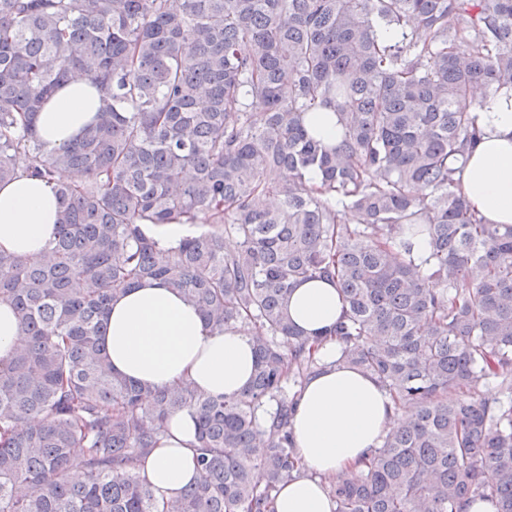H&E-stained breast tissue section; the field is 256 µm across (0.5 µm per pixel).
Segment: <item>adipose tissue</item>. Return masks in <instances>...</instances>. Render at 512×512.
Returning <instances> with one entry per match:
<instances>
[{
	"mask_svg": "<svg viewBox=\"0 0 512 512\" xmlns=\"http://www.w3.org/2000/svg\"><path fill=\"white\" fill-rule=\"evenodd\" d=\"M99 90L76 79L59 89L38 114L37 133L47 147L71 143L93 122ZM483 132L468 155L462 191L469 207L491 224H512V91L485 100L477 114ZM60 207L52 182L20 174L0 184V252L38 257L54 239ZM334 282L310 279L293 290L287 314L306 336L330 330L343 314ZM103 344L114 373L151 387L184 383L219 397L243 389L253 373L250 336L212 330L182 295L158 280H144L110 305ZM324 368L309 379L291 420L305 473L279 491L275 512H333L323 480L353 472L378 447L396 414L384 390L358 369L339 363L336 342L319 351ZM196 419L171 416L141 468L158 500L171 502L197 476Z\"/></svg>",
	"mask_w": 512,
	"mask_h": 512,
	"instance_id": "ef3b65f1",
	"label": "adipose tissue"
}]
</instances>
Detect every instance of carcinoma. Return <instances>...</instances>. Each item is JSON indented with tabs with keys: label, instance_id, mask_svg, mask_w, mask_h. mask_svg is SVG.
I'll list each match as a JSON object with an SVG mask.
<instances>
[{
	"label": "carcinoma",
	"instance_id": "carcinoma-1",
	"mask_svg": "<svg viewBox=\"0 0 512 512\" xmlns=\"http://www.w3.org/2000/svg\"><path fill=\"white\" fill-rule=\"evenodd\" d=\"M76 77L103 105L49 149L37 113ZM477 86L512 89V0H0V183L21 158L75 176L55 185V241L0 253V301L28 336L0 368V512H273L303 474L285 388L323 367V338L285 312L312 278L345 303L336 363L401 414L356 471L324 478L333 512H512V224L462 195ZM315 112L339 118L338 145ZM150 224L210 230L164 250ZM147 279L251 336L243 391L112 373L110 302ZM183 410L198 476L165 504L137 464ZM313 133L324 142L336 144L343 137V130L336 121V115L332 112L316 114L312 126Z\"/></svg>",
	"mask_w": 512,
	"mask_h": 512
}]
</instances>
